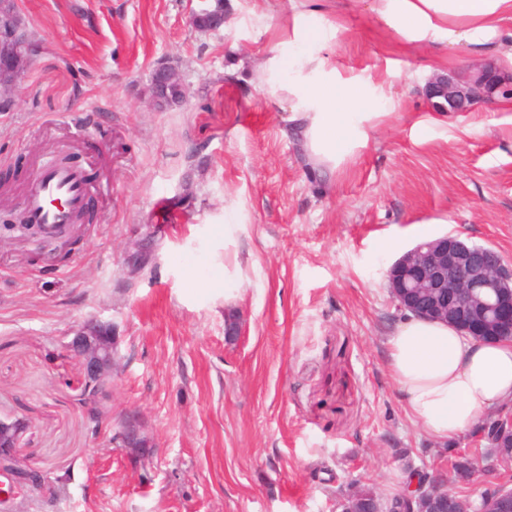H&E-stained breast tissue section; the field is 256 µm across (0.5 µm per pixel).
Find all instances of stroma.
Wrapping results in <instances>:
<instances>
[{
  "instance_id": "35a3bbf8",
  "label": "stroma",
  "mask_w": 512,
  "mask_h": 512,
  "mask_svg": "<svg viewBox=\"0 0 512 512\" xmlns=\"http://www.w3.org/2000/svg\"><path fill=\"white\" fill-rule=\"evenodd\" d=\"M17 5L39 52L0 110V173L19 198L69 158L88 169L97 221L74 242L0 226V419L25 422L23 459L58 479L5 512H336L351 479L390 494L404 462L444 469L466 448L503 478L469 437L416 427L387 366L404 316L386 272L417 224L512 262V99L449 117L425 96L466 48L406 46L371 0H336L337 72L397 109L328 172L253 82L289 0H224L210 33L192 26L193 0ZM161 62L191 91L163 112L148 104ZM228 207L244 273L231 304L187 278L193 265L213 279L204 252H223ZM92 317L115 336L98 425L65 349ZM131 419L145 447L113 443Z\"/></svg>"
}]
</instances>
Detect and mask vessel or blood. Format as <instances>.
<instances>
[{
	"label": "vessel or blood",
	"instance_id": "1",
	"mask_svg": "<svg viewBox=\"0 0 512 512\" xmlns=\"http://www.w3.org/2000/svg\"><path fill=\"white\" fill-rule=\"evenodd\" d=\"M87 171L81 167L50 166L35 176L24 199L26 218L47 229L77 223L86 205Z\"/></svg>",
	"mask_w": 512,
	"mask_h": 512
}]
</instances>
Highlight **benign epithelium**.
Returning <instances> with one entry per match:
<instances>
[{
	"mask_svg": "<svg viewBox=\"0 0 512 512\" xmlns=\"http://www.w3.org/2000/svg\"><path fill=\"white\" fill-rule=\"evenodd\" d=\"M215 7L192 12V24L200 32L224 26L222 0ZM38 44L25 29L15 0H0V108L12 93L38 52ZM504 96L512 97V71L492 61L474 64L461 72L435 77L426 98L436 112L452 116L471 112ZM190 90L178 68L161 63L151 74L149 103L160 111L187 103ZM391 301L404 314L443 321L478 342H512V264L490 246L471 244L458 236L441 235L418 243L395 259L387 272ZM67 350L81 365L86 381L114 378L112 326L90 319L74 331ZM25 423L0 420V476L8 480L0 488V503L29 494L50 493L54 488L44 469H21L20 435ZM126 448H142L145 440L128 426L116 434ZM473 440H485L496 448V464L512 465V409L490 412L481 421ZM417 478L397 497L377 493H352L336 503V512H472V504L456 498L451 477L407 468ZM485 504L479 512H512V480L493 483L481 493Z\"/></svg>",
	"mask_w": 512,
	"mask_h": 512,
	"instance_id": "7a95c632",
	"label": "benign epithelium"
}]
</instances>
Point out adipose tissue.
<instances>
[{
    "mask_svg": "<svg viewBox=\"0 0 512 512\" xmlns=\"http://www.w3.org/2000/svg\"><path fill=\"white\" fill-rule=\"evenodd\" d=\"M325 2L304 0L293 10L256 82L269 104L288 108L309 162L332 171L396 103L370 84L337 80ZM373 10L404 43L462 46L512 61V0H373ZM388 367L410 418L440 440L470 434L487 411L512 405V342L479 343L411 317L388 341Z\"/></svg>",
    "mask_w": 512,
    "mask_h": 512,
    "instance_id": "1",
    "label": "adipose tissue"
}]
</instances>
